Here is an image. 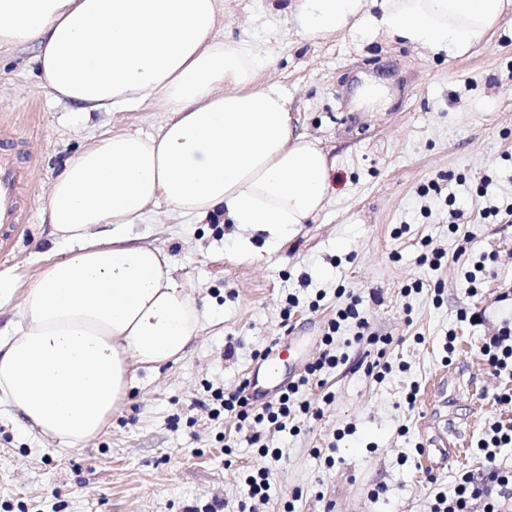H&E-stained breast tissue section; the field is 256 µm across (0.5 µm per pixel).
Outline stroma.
I'll use <instances>...</instances> for the list:
<instances>
[{
  "instance_id": "35a3bbf8",
  "label": "stroma",
  "mask_w": 512,
  "mask_h": 512,
  "mask_svg": "<svg viewBox=\"0 0 512 512\" xmlns=\"http://www.w3.org/2000/svg\"><path fill=\"white\" fill-rule=\"evenodd\" d=\"M291 4L222 0L223 29L274 58L258 87L278 86L297 132L335 160L325 207L276 250L262 248L263 233L200 222L162 200L128 225L133 241L169 257L200 334L179 360L134 368L128 403L82 448L1 409L0 512H208L216 502L238 512L260 468L272 486L260 512H430L459 470L485 468L476 442L491 424L512 421V404L493 400L512 377L481 355L512 318V299L500 298L512 286V19L464 56L433 57L368 31L303 34ZM33 55L29 45L0 49V139L14 142L24 174L23 221L0 247V276L21 290L53 246L47 193L66 163L102 135H154L168 118L153 104L76 111L40 86ZM372 83L386 105L360 102ZM435 252L440 265L423 263ZM479 261L471 297L466 275ZM350 292L388 345L347 347L354 330L342 327L336 351L347 362L301 392L310 411L299 433L263 431L281 455L261 456L214 416V393L247 377L263 388L295 381ZM380 358L391 367L381 377L367 367ZM439 435L466 436L467 457L423 471L419 451Z\"/></svg>"
}]
</instances>
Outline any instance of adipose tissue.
Returning a JSON list of instances; mask_svg holds the SVG:
<instances>
[{
    "label": "adipose tissue",
    "mask_w": 512,
    "mask_h": 512,
    "mask_svg": "<svg viewBox=\"0 0 512 512\" xmlns=\"http://www.w3.org/2000/svg\"><path fill=\"white\" fill-rule=\"evenodd\" d=\"M308 35L368 27L433 55L468 54L512 16V0H293ZM218 0H0V47L34 46L53 99L83 112L153 103L158 134L113 132L53 181L49 250L23 293L0 278L22 322L0 338V404L77 449L121 411L130 369L179 359L201 327L168 256L126 227L157 200L261 231L269 248L320 212L335 163L296 132L272 59L220 36Z\"/></svg>",
    "instance_id": "adipose-tissue-1"
}]
</instances>
